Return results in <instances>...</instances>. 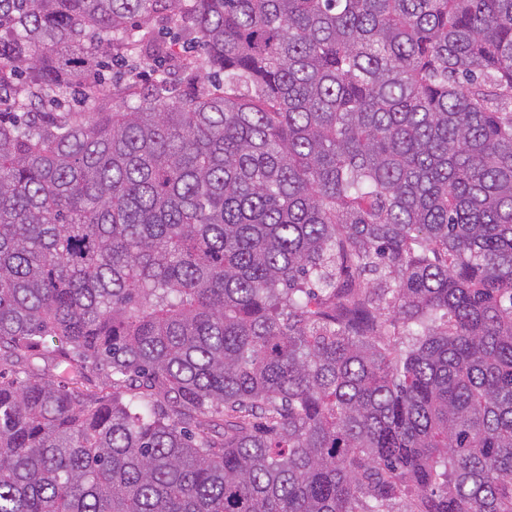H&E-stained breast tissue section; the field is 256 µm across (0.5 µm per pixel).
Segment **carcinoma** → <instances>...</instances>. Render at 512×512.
<instances>
[{
  "label": "carcinoma",
  "mask_w": 512,
  "mask_h": 512,
  "mask_svg": "<svg viewBox=\"0 0 512 512\" xmlns=\"http://www.w3.org/2000/svg\"><path fill=\"white\" fill-rule=\"evenodd\" d=\"M0 512H512V0H0Z\"/></svg>",
  "instance_id": "obj_1"
}]
</instances>
